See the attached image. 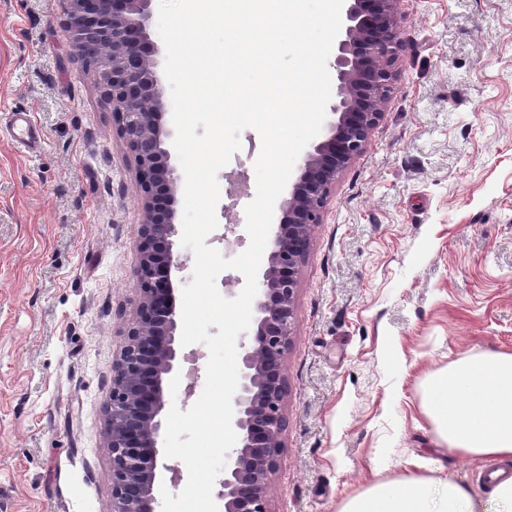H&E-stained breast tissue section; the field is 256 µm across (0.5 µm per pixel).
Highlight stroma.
Instances as JSON below:
<instances>
[{
    "label": "stroma",
    "instance_id": "obj_1",
    "mask_svg": "<svg viewBox=\"0 0 512 512\" xmlns=\"http://www.w3.org/2000/svg\"><path fill=\"white\" fill-rule=\"evenodd\" d=\"M60 0H0V512H112L106 408L138 296L134 159ZM401 78L336 180L299 276L274 512H336L438 457L425 376L512 351V0H408ZM180 347L188 409L205 382ZM8 132L13 142L27 149L38 141L41 143L42 135L31 119L27 110H13Z\"/></svg>",
    "mask_w": 512,
    "mask_h": 512
}]
</instances>
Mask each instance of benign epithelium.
I'll list each match as a JSON object with an SVG mask.
<instances>
[{"label": "benign epithelium", "mask_w": 512, "mask_h": 512, "mask_svg": "<svg viewBox=\"0 0 512 512\" xmlns=\"http://www.w3.org/2000/svg\"><path fill=\"white\" fill-rule=\"evenodd\" d=\"M405 0H345L333 61L334 95L321 132L302 151L279 213L266 264L257 274L250 329L241 343L233 397L234 448L218 478V512H273L271 481L287 429L285 357L292 344L299 274L313 231L323 223L339 174L366 150L384 116L405 50ZM152 0H65L63 24L74 48L108 42L112 57L99 87L112 101L120 137L136 162L143 198L136 275L140 295L124 341L112 360V400L106 410L112 455V512H158L159 442L175 372L182 321L175 300L184 267L175 250L176 198L184 181L171 163L174 128L151 38Z\"/></svg>", "instance_id": "obj_1"}]
</instances>
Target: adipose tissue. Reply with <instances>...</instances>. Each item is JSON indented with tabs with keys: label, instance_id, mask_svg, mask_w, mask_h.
<instances>
[{
	"label": "adipose tissue",
	"instance_id": "1",
	"mask_svg": "<svg viewBox=\"0 0 512 512\" xmlns=\"http://www.w3.org/2000/svg\"><path fill=\"white\" fill-rule=\"evenodd\" d=\"M421 408L445 455L512 461V353L449 361L426 376ZM444 470L432 460L425 472L373 481L344 498L338 512H512V476L493 481L480 502Z\"/></svg>",
	"mask_w": 512,
	"mask_h": 512
}]
</instances>
